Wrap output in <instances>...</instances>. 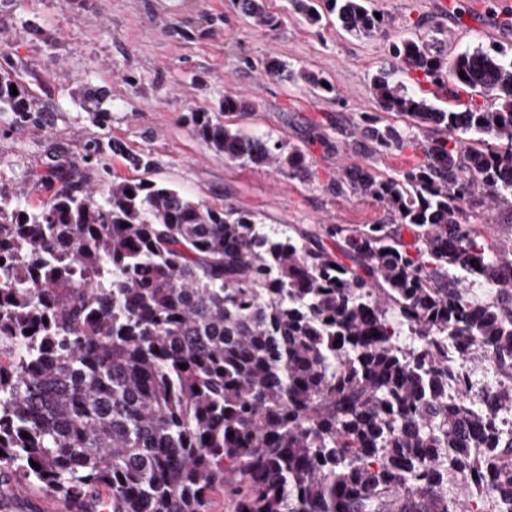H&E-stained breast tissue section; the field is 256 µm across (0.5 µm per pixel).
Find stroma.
Wrapping results in <instances>:
<instances>
[{"mask_svg": "<svg viewBox=\"0 0 512 512\" xmlns=\"http://www.w3.org/2000/svg\"><path fill=\"white\" fill-rule=\"evenodd\" d=\"M277 27L254 25L235 0H0V57L46 107L37 120L0 115V188L44 191L32 185L54 165H83L88 186L99 174L175 186L216 208L254 213L261 222L385 224L388 209L327 191L340 167L385 177L422 159L412 149L366 155L352 128L376 113L373 75L388 67L389 44L404 36L436 39L445 58L499 47L512 51V0H372L389 26L361 39L322 22L310 25L289 0H264ZM275 57L329 81L333 95L263 71ZM408 91L462 110L493 104L469 90L442 94L417 73L397 76ZM244 95L251 108L236 120L247 132L301 146L310 174L299 181L269 167L225 160L195 138L190 113L218 111L227 95ZM150 154V170L129 167L111 142ZM102 150L86 160L87 146Z\"/></svg>", "mask_w": 512, "mask_h": 512, "instance_id": "1", "label": "stroma"}]
</instances>
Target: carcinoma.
<instances>
[{
	"label": "carcinoma",
	"instance_id": "1",
	"mask_svg": "<svg viewBox=\"0 0 512 512\" xmlns=\"http://www.w3.org/2000/svg\"><path fill=\"white\" fill-rule=\"evenodd\" d=\"M366 2L290 0L311 25L332 15L373 38L386 22ZM238 7L277 25L263 0ZM392 55L448 95L496 103L439 110L379 71L383 115L353 125L356 144L423 159L398 179L345 167L329 191L385 204L387 224L265 231L143 180L103 173L96 199L72 166L50 171L58 187L36 205L0 189V347L23 345L0 364V472L75 512H210L215 494L231 512H474L486 483L512 505V237L480 230L512 207V54L448 63L420 38ZM40 111L0 65V114ZM190 124L226 160L308 178L297 146L214 112ZM401 327L415 345L393 342ZM489 352L494 393L448 398Z\"/></svg>",
	"mask_w": 512,
	"mask_h": 512
}]
</instances>
